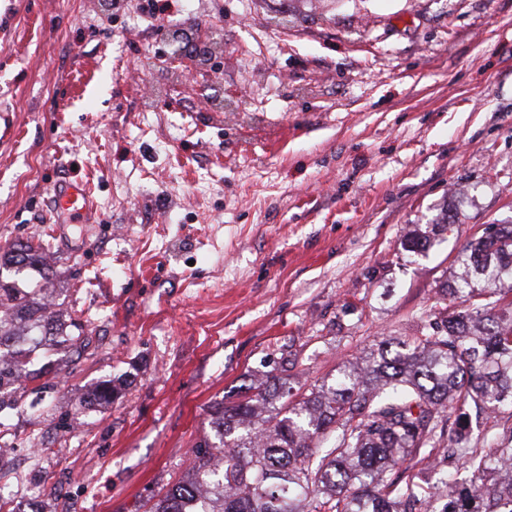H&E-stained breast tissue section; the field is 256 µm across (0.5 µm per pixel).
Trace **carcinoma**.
Wrapping results in <instances>:
<instances>
[{
  "instance_id": "obj_1",
  "label": "carcinoma",
  "mask_w": 512,
  "mask_h": 512,
  "mask_svg": "<svg viewBox=\"0 0 512 512\" xmlns=\"http://www.w3.org/2000/svg\"><path fill=\"white\" fill-rule=\"evenodd\" d=\"M433 245L418 231L403 243L411 253ZM457 262L421 335L378 342L307 393L274 375L248 386L243 401L215 406L214 440L197 445L189 477L150 512H434L441 497V512H512V426L487 431L490 453L469 446L471 420L512 410V224L488 225ZM4 267L52 274L31 242L0 249ZM450 298L460 300L452 311ZM1 313L10 318L0 317V348L13 353L0 357V387L57 379L52 364L26 370L21 336L43 327L66 349L83 336L81 321H49L40 289L23 293L0 280ZM407 461L437 463L440 481L402 477Z\"/></svg>"
}]
</instances>
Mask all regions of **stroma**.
<instances>
[{
    "label": "stroma",
    "instance_id": "obj_1",
    "mask_svg": "<svg viewBox=\"0 0 512 512\" xmlns=\"http://www.w3.org/2000/svg\"><path fill=\"white\" fill-rule=\"evenodd\" d=\"M139 2L0 0V247L45 246L54 312L90 340L0 430L40 440L0 486L43 512H147L212 405L420 335L463 245L512 223V0ZM178 28L212 50L190 71ZM79 178L92 215L56 219Z\"/></svg>",
    "mask_w": 512,
    "mask_h": 512
}]
</instances>
